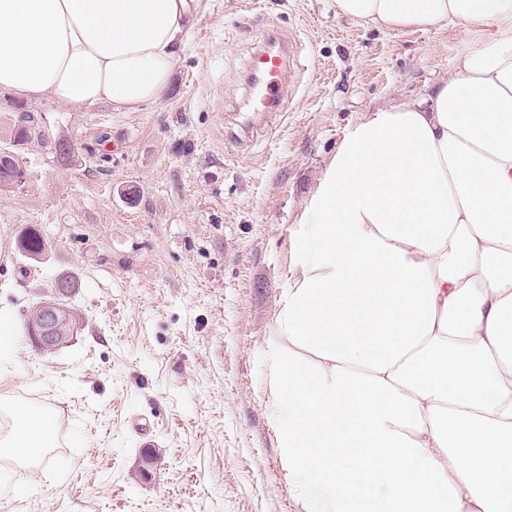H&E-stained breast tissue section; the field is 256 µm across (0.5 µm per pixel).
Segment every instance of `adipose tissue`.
I'll use <instances>...</instances> for the list:
<instances>
[{
	"mask_svg": "<svg viewBox=\"0 0 512 512\" xmlns=\"http://www.w3.org/2000/svg\"><path fill=\"white\" fill-rule=\"evenodd\" d=\"M382 30L479 33L512 0H336ZM186 0H0V90L134 110ZM266 356L284 465L315 512H512V26L425 98L363 113L297 221ZM39 459L56 418L10 409Z\"/></svg>",
	"mask_w": 512,
	"mask_h": 512,
	"instance_id": "ef3b65f1",
	"label": "adipose tissue"
}]
</instances>
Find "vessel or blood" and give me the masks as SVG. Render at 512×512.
Returning a JSON list of instances; mask_svg holds the SVG:
<instances>
[{"mask_svg": "<svg viewBox=\"0 0 512 512\" xmlns=\"http://www.w3.org/2000/svg\"><path fill=\"white\" fill-rule=\"evenodd\" d=\"M294 67L292 52L274 31H264L246 63L248 89L243 111L234 113L228 131L235 141L248 144L275 131V122L285 110V86Z\"/></svg>", "mask_w": 512, "mask_h": 512, "instance_id": "b4317fda", "label": "vessel or blood"}]
</instances>
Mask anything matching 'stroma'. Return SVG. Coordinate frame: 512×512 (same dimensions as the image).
<instances>
[{"label":"stroma","mask_w":512,"mask_h":512,"mask_svg":"<svg viewBox=\"0 0 512 512\" xmlns=\"http://www.w3.org/2000/svg\"><path fill=\"white\" fill-rule=\"evenodd\" d=\"M274 26L297 43L286 116L245 148L224 126ZM496 33L380 31L335 0H192L158 101L28 100L46 138L18 146V102L0 90V150L26 172L0 188V309L26 323L68 277L84 319L56 353L25 342L0 377L1 402L65 428L34 465L0 453V512H314L282 463L265 380L295 222L362 113L425 96ZM27 226L49 242L34 260L18 247Z\"/></svg>","instance_id":"1"}]
</instances>
